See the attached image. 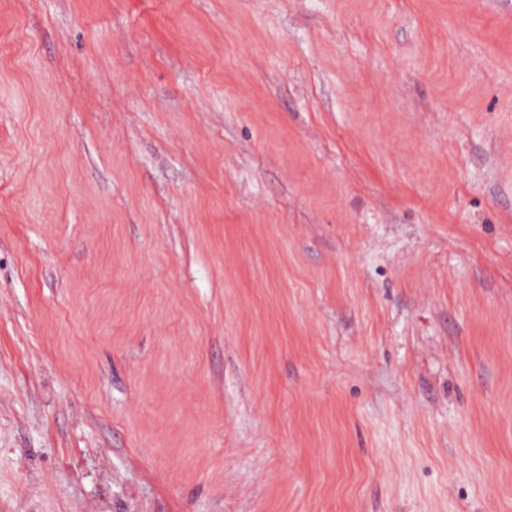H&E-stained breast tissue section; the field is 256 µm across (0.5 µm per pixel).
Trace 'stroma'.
<instances>
[{
    "label": "stroma",
    "instance_id": "1",
    "mask_svg": "<svg viewBox=\"0 0 512 512\" xmlns=\"http://www.w3.org/2000/svg\"><path fill=\"white\" fill-rule=\"evenodd\" d=\"M0 512H512V0H0Z\"/></svg>",
    "mask_w": 512,
    "mask_h": 512
}]
</instances>
